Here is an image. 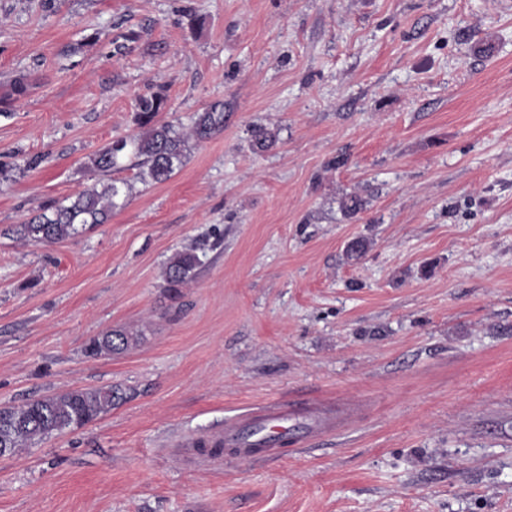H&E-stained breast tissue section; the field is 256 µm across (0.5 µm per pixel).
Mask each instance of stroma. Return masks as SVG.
<instances>
[{
    "label": "stroma",
    "instance_id": "obj_1",
    "mask_svg": "<svg viewBox=\"0 0 512 512\" xmlns=\"http://www.w3.org/2000/svg\"><path fill=\"white\" fill-rule=\"evenodd\" d=\"M155 93L223 131L165 183L117 172L107 223L10 234ZM116 328L138 343L87 355ZM108 385L0 458V512H512V0H0V406ZM278 401L356 410L271 457L197 447ZM224 129V103L215 102L203 112L197 113L191 136L197 140L209 138ZM200 264L198 255L193 251H182L176 253L169 261L165 280L167 288L178 291L183 288L195 276V270Z\"/></svg>",
    "mask_w": 512,
    "mask_h": 512
}]
</instances>
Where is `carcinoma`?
I'll use <instances>...</instances> for the list:
<instances>
[{"mask_svg":"<svg viewBox=\"0 0 512 512\" xmlns=\"http://www.w3.org/2000/svg\"><path fill=\"white\" fill-rule=\"evenodd\" d=\"M163 94L140 97L136 102L140 133L113 141L89 158L88 167L107 178L100 187L92 188L47 207L26 224L16 228L20 238L33 244L60 242L78 235L88 224H104L112 212L121 207L120 198L127 197L130 186L111 178L126 168V160L140 162V181L160 184L168 181L186 158L189 137L206 139L224 130V103L215 102L198 113L187 136L169 123H158L156 117L165 110ZM274 142L264 126L252 130V146L262 151ZM200 264L193 251L176 253L169 261L165 280L177 291L195 276ZM139 337L124 329L93 338L86 348L91 357L108 356L128 348ZM124 399L112 385L97 388H72L50 396L28 400L17 406H6L7 419L0 421V448L12 449L17 455L38 442L66 429L80 428L107 414Z\"/></svg>","mask_w":512,"mask_h":512,"instance_id":"obj_1","label":"carcinoma"}]
</instances>
